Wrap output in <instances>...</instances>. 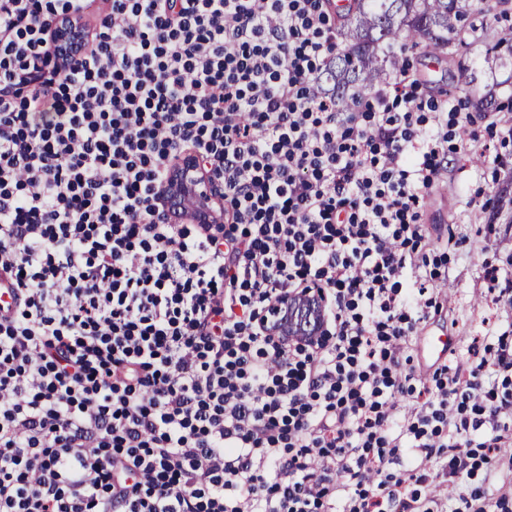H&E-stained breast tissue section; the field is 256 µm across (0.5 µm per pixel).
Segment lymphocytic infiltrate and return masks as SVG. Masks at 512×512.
Here are the masks:
<instances>
[{
  "instance_id": "1",
  "label": "lymphocytic infiltrate",
  "mask_w": 512,
  "mask_h": 512,
  "mask_svg": "<svg viewBox=\"0 0 512 512\" xmlns=\"http://www.w3.org/2000/svg\"><path fill=\"white\" fill-rule=\"evenodd\" d=\"M0 0V512H423L512 444V333L411 364L443 304L420 196L447 105L400 72L360 112L315 79L334 0H110L81 60ZM220 224H163L169 167ZM318 291L323 342L260 318ZM193 188L199 198L206 202L213 211L214 206H222L224 210V189L218 179L211 174H205L200 164L194 158L182 159L176 171L172 174L170 183L164 185V195L167 198L168 215L171 223H182L189 215V209L184 210L178 222H175L180 216L183 208L182 198L184 196V187Z\"/></svg>"
}]
</instances>
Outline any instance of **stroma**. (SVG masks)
Listing matches in <instances>:
<instances>
[{
    "label": "stroma",
    "instance_id": "1",
    "mask_svg": "<svg viewBox=\"0 0 512 512\" xmlns=\"http://www.w3.org/2000/svg\"><path fill=\"white\" fill-rule=\"evenodd\" d=\"M512 23V0H483L466 21L472 46L468 52L434 60L422 49L407 51L408 69L426 93L449 100L447 171L443 182L427 191L422 221L448 239V301L441 314L427 320L434 332L456 339L453 357L467 363L483 348L488 333L512 324V297L491 301L485 269L495 265L512 273V112H480L469 93L457 91L458 69H485V27ZM466 149H459V142Z\"/></svg>",
    "mask_w": 512,
    "mask_h": 512
}]
</instances>
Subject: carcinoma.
<instances>
[{"instance_id":"cac0c4a2","label":"carcinoma","mask_w":512,"mask_h":512,"mask_svg":"<svg viewBox=\"0 0 512 512\" xmlns=\"http://www.w3.org/2000/svg\"><path fill=\"white\" fill-rule=\"evenodd\" d=\"M482 0H349L336 11L339 35L346 43L342 53L327 62L316 77L319 91L333 95L336 111L347 112L352 94L366 96L390 79L402 64L400 51L422 47L431 55L445 53L452 44L465 45L461 22ZM486 55L494 61L512 57V28L490 35ZM484 85L477 107L495 112V87Z\"/></svg>"}]
</instances>
